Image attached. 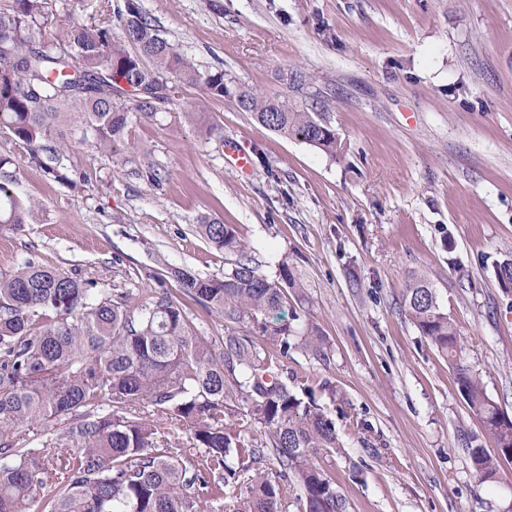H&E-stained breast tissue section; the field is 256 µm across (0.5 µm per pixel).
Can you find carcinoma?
<instances>
[{
  "label": "carcinoma",
  "mask_w": 512,
  "mask_h": 512,
  "mask_svg": "<svg viewBox=\"0 0 512 512\" xmlns=\"http://www.w3.org/2000/svg\"><path fill=\"white\" fill-rule=\"evenodd\" d=\"M89 21L58 14L53 0H0V131L30 160L75 192L81 182L60 165L72 130L98 153L125 142L132 117L167 112L177 87L232 98L263 127L334 157L338 137L321 112H306L247 89L221 67L181 53L138 0L113 8L87 0ZM55 19L53 41L40 39ZM133 46L128 50L127 46ZM41 204L22 200L0 178V224L23 230ZM199 233L241 259L221 276L175 272L180 295L224 320L217 342L201 335L167 289L136 304L113 303L97 282L28 257L0 273V512H192L194 504L239 488L229 512H281L280 482L301 495L303 512H345L346 500L319 458L336 451L334 422L310 393L278 377L289 340L321 349L309 320H270L300 288L288 260L271 281L244 257L233 227L209 215ZM402 301L420 333L453 361L461 397L495 441L490 453L466 441L479 481L499 478L512 458V418L500 414L481 376L457 360L459 332L437 289L414 277ZM278 343L269 352L238 327ZM145 400L153 413L133 408ZM67 418L66 432L48 438ZM191 450L178 447L176 429ZM261 429L259 447L244 434ZM65 444L70 450L56 452ZM269 449L278 469L258 463Z\"/></svg>",
  "instance_id": "cac0c4a2"
}]
</instances>
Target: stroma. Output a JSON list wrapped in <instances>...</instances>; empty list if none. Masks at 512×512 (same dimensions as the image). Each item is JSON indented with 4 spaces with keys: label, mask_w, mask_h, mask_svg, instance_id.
Here are the masks:
<instances>
[{
    "label": "stroma",
    "mask_w": 512,
    "mask_h": 512,
    "mask_svg": "<svg viewBox=\"0 0 512 512\" xmlns=\"http://www.w3.org/2000/svg\"><path fill=\"white\" fill-rule=\"evenodd\" d=\"M169 41L241 85L323 107L342 149L329 156L260 126L230 98L180 89L195 125L134 121L122 173L72 140V192L0 132L15 193L41 203L0 226V272L35 260L97 281L120 300L176 292V268L220 275L229 260L197 234L200 215L233 225L269 279L288 259L290 294L325 339L292 340L282 379L311 388L340 447L325 468L346 512H512V460L476 478L465 450L493 438L454 383L451 362L402 303L429 279L460 334L458 356L512 416V291L494 269L512 255V0H139ZM253 160L241 174L225 141ZM153 169L157 182L148 181Z\"/></svg>",
    "instance_id": "stroma-1"
}]
</instances>
